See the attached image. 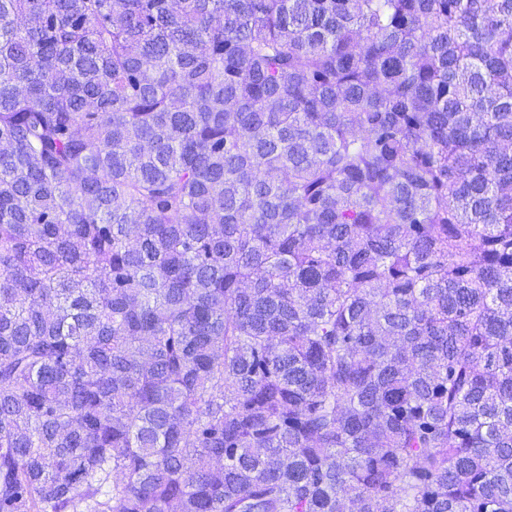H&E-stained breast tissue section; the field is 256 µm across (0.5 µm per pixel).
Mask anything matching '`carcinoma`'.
Wrapping results in <instances>:
<instances>
[{
	"instance_id": "carcinoma-1",
	"label": "carcinoma",
	"mask_w": 512,
	"mask_h": 512,
	"mask_svg": "<svg viewBox=\"0 0 512 512\" xmlns=\"http://www.w3.org/2000/svg\"><path fill=\"white\" fill-rule=\"evenodd\" d=\"M0 512H512V0H0Z\"/></svg>"
}]
</instances>
